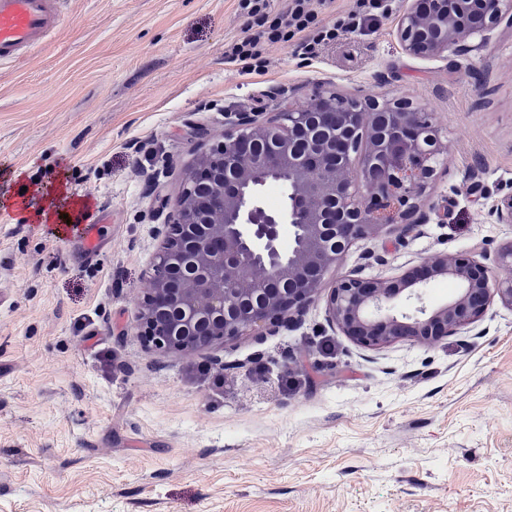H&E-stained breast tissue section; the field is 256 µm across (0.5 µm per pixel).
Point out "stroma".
<instances>
[{
	"mask_svg": "<svg viewBox=\"0 0 512 512\" xmlns=\"http://www.w3.org/2000/svg\"><path fill=\"white\" fill-rule=\"evenodd\" d=\"M404 7L310 59L267 45L257 74L224 60L237 0H61L48 41L0 64V512H512L511 307L377 350L320 298L294 330L218 350L140 334L162 226L225 113L272 120L319 86L410 99L448 147L429 222L354 243L336 275L369 252L386 263L367 275L389 277L512 245L489 215L512 195V27L418 58ZM57 177L102 225L93 258L11 204Z\"/></svg>",
	"mask_w": 512,
	"mask_h": 512,
	"instance_id": "obj_1",
	"label": "stroma"
}]
</instances>
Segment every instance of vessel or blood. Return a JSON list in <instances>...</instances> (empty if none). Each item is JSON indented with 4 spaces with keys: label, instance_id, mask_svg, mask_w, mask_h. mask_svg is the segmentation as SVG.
Instances as JSON below:
<instances>
[{
    "label": "vessel or blood",
    "instance_id": "vessel-or-blood-1",
    "mask_svg": "<svg viewBox=\"0 0 512 512\" xmlns=\"http://www.w3.org/2000/svg\"><path fill=\"white\" fill-rule=\"evenodd\" d=\"M60 21L57 0H0V63L41 45Z\"/></svg>",
    "mask_w": 512,
    "mask_h": 512
}]
</instances>
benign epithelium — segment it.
Returning a JSON list of instances; mask_svg holds the SVG:
<instances>
[{
    "label": "benign epithelium",
    "instance_id": "7a95c632",
    "mask_svg": "<svg viewBox=\"0 0 512 512\" xmlns=\"http://www.w3.org/2000/svg\"><path fill=\"white\" fill-rule=\"evenodd\" d=\"M512 25V0H407L396 36L403 50L440 57ZM448 172L447 146L433 113L407 100L379 103L319 88L309 106L261 122L228 112L224 140L188 178L144 299L141 333L162 352L222 348L241 337L276 336L302 321L326 277L356 241L384 229L408 233L426 224L428 191ZM288 184V205L259 201L267 184ZM512 224V196L491 207ZM296 233L280 248L283 225ZM337 277L325 297L327 321L357 344L380 349L406 340L432 345L471 329L494 301L512 307V247L495 259L475 246L467 255L437 254L422 268L385 278L364 274L384 257L368 253ZM256 267L245 278L240 269ZM458 288L434 307L423 302L428 280Z\"/></svg>",
    "mask_w": 512,
    "mask_h": 512
}]
</instances>
